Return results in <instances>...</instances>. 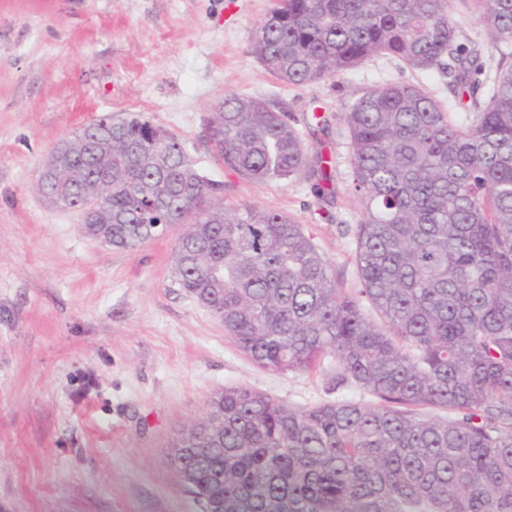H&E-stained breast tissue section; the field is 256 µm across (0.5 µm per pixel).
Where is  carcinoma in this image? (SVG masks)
Instances as JSON below:
<instances>
[{
    "instance_id": "1",
    "label": "carcinoma",
    "mask_w": 512,
    "mask_h": 512,
    "mask_svg": "<svg viewBox=\"0 0 512 512\" xmlns=\"http://www.w3.org/2000/svg\"><path fill=\"white\" fill-rule=\"evenodd\" d=\"M498 53L452 18L453 0H276L251 53L289 86L397 58L466 88L460 120L424 87L363 92L350 137L358 286L345 287L303 225L283 212L224 208L181 140L142 115L98 118L71 138L79 159L59 190L84 225L135 250L195 215L173 278L259 367L321 372L374 404L291 407L226 387L170 444L181 485L211 512H512V0H472ZM208 126L224 166L257 184L313 181L288 113L226 94ZM111 141L104 153L101 143ZM112 169V190L99 185Z\"/></svg>"
}]
</instances>
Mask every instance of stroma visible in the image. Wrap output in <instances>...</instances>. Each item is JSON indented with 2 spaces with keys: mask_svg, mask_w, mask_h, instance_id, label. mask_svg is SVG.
Returning a JSON list of instances; mask_svg holds the SVG:
<instances>
[{
  "mask_svg": "<svg viewBox=\"0 0 512 512\" xmlns=\"http://www.w3.org/2000/svg\"><path fill=\"white\" fill-rule=\"evenodd\" d=\"M273 0H0V512H200L167 460L208 399L246 386L292 406L327 392L323 374L254 365L173 282L171 230L133 251L88 237L37 188L54 144L95 118L138 113L175 134L226 207L275 209L303 224L346 287L357 284L349 134L342 114L369 87L424 85L461 111L446 79L376 56L303 86L251 53ZM276 101L309 153L334 157V194L256 184L205 136L224 95ZM324 115L326 127L313 121Z\"/></svg>",
  "mask_w": 512,
  "mask_h": 512,
  "instance_id": "35a3bbf8",
  "label": "stroma"
}]
</instances>
